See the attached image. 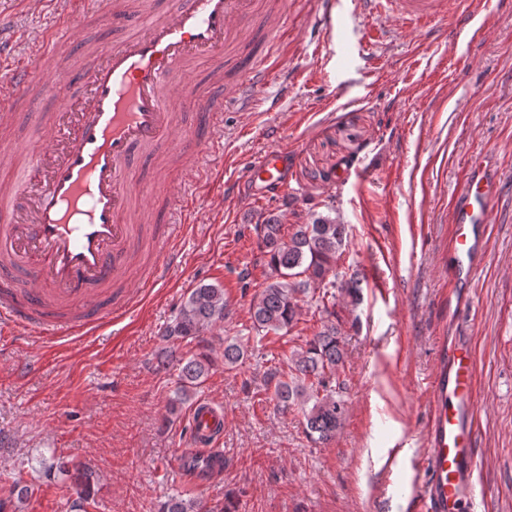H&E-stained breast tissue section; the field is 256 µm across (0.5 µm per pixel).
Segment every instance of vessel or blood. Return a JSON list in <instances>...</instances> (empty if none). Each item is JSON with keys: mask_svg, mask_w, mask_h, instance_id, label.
I'll return each instance as SVG.
<instances>
[{"mask_svg": "<svg viewBox=\"0 0 512 512\" xmlns=\"http://www.w3.org/2000/svg\"><path fill=\"white\" fill-rule=\"evenodd\" d=\"M52 21L38 38L8 59L0 87V115L32 116L38 148L0 186V333H39L57 343L118 321L138 307L147 289L169 280L182 263L171 241L190 223L204 178L198 164L224 153V111H249L257 92L278 77L267 57L229 47L245 34L277 37L287 17L263 12L262 0H177L175 8L148 13L146 24L99 44L82 65L56 68L49 61L70 43L88 10L105 24L128 17L127 0H29ZM380 21L421 31L447 19L455 0H360ZM212 61L207 81L190 63ZM72 94L59 98L61 88ZM159 158L155 180L170 190L165 210L172 222L155 240L134 223L144 191L133 173ZM288 151L265 149L246 170L245 182L272 197L287 188ZM500 190L486 158L472 160L470 175L451 210V253L457 283L473 279L487 250L490 201ZM26 267V287L15 270ZM431 418L415 512H466L485 500L476 480L479 421L475 360L459 336L443 344L427 390ZM188 452L182 463L197 473L220 470L224 410L209 401L189 416Z\"/></svg>", "mask_w": 512, "mask_h": 512, "instance_id": "b4317fda", "label": "vessel or blood"}]
</instances>
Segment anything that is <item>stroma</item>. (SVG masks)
<instances>
[{
    "mask_svg": "<svg viewBox=\"0 0 512 512\" xmlns=\"http://www.w3.org/2000/svg\"><path fill=\"white\" fill-rule=\"evenodd\" d=\"M460 9L473 15L468 28L392 22L372 44L376 21L351 0L323 30L309 0H288L273 56L288 96L268 109L270 86L255 111L225 110L223 179L209 181L195 223L173 241L181 267L95 335L53 348L0 336V500L18 481L34 488L21 512H70L69 481L35 469L52 452L94 472L88 512H157L188 490L232 512H408L427 447L426 388L442 337L460 335L476 363L484 512H512V0L481 10L461 0ZM270 128L288 148L291 181L282 196L254 199L236 185L239 166L270 146ZM477 156L501 190L483 268L452 308L449 216ZM315 214L348 225L338 268L359 279L358 303L336 295L345 352L336 378L348 411L324 445L307 436L299 409L277 408L261 391L267 359L286 362L290 348L256 344L250 319L266 279L255 225ZM202 284L229 291L227 317L206 333L216 355L235 338L248 357L231 372L215 362L173 416L178 372L158 365L162 332ZM199 399L224 408V470L194 487L176 460ZM394 448L402 454L392 465Z\"/></svg>",
    "mask_w": 512,
    "mask_h": 512,
    "instance_id": "obj_1",
    "label": "stroma"
}]
</instances>
